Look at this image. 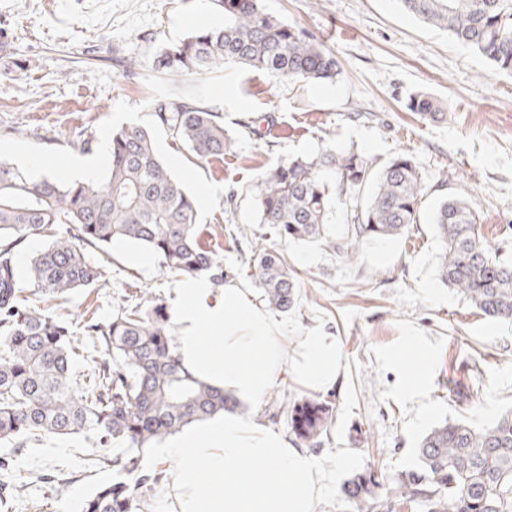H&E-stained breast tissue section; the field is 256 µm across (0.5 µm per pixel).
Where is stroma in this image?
<instances>
[{"label":"stroma","instance_id":"obj_1","mask_svg":"<svg viewBox=\"0 0 512 512\" xmlns=\"http://www.w3.org/2000/svg\"><path fill=\"white\" fill-rule=\"evenodd\" d=\"M274 19L318 37L340 63L320 82H290L231 64L209 76L161 77L153 58L199 29L224 23L218 0H0V157L34 174L76 180L75 163L105 172L100 146L129 123L153 128L162 159L197 200L205 244L216 250L224 283L262 296L247 261L267 235L299 274L295 306L272 311L287 336L286 360L307 336L336 337L341 369L336 411L325 449L362 452L387 477L417 464L416 448L434 426L462 419L480 427L512 408V321L488 318L440 282L442 241L432 222L436 202L458 193L472 200L485 237L512 258V76L404 12L398 0H259ZM142 64L136 75L121 58ZM425 93L446 112L430 123L407 110ZM199 100L216 109L235 143L203 163L167 130L155 127L152 97ZM91 139L93 149L79 142ZM358 147L380 166L412 154L427 186L419 224L410 233L365 239L355 259L319 243L288 241L258 221L254 197L262 173L295 156ZM179 280L163 275L157 257L113 246L103 286L76 292L58 309L69 321L105 320L126 297L147 290L173 306ZM434 348L422 397L402 400L397 370L382 360L409 337ZM462 386L465 399L448 393ZM310 390L285 369L272 399L254 412L284 434L276 402ZM124 445L96 448L84 437L33 448L0 447L9 469L0 484L9 505L0 512H80L82 500L116 469L97 457L127 455Z\"/></svg>","mask_w":512,"mask_h":512}]
</instances>
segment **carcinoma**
I'll return each mask as SVG.
<instances>
[{
	"mask_svg": "<svg viewBox=\"0 0 512 512\" xmlns=\"http://www.w3.org/2000/svg\"><path fill=\"white\" fill-rule=\"evenodd\" d=\"M404 9L448 31L497 70L512 74V0H401ZM224 26L196 31L163 49L154 60L161 75L202 76L230 62L293 81L338 74L336 56L313 34L264 13L258 0H221ZM409 109L427 121L443 118L429 96ZM156 125L184 143L200 161L219 158L234 142L220 113L201 103L159 97L151 102ZM259 223L280 238L329 241L349 258L366 237H395L419 223L426 187L413 156L399 152L380 170L354 148L297 156L261 175ZM346 214L350 237L328 239L331 200L357 197ZM444 242L439 275L482 314L512 320V259L480 231L473 205L462 195L440 202L433 218ZM32 238L48 245L20 266L17 254ZM115 242L152 252L171 278L206 276L220 283L215 251L200 241L193 196L159 157L150 130L129 124L112 132L109 162L99 180L62 182L32 177L0 159V444L27 448L45 438L90 431L96 444L131 449L112 461L134 484H99L81 512H136L133 487L155 490L163 475L140 469L139 450L194 423L233 411L237 402L196 378L172 342L162 298L143 292L104 323L83 325L79 344L71 324L53 315L83 288L104 277ZM256 287L272 309L286 312L297 300V271L272 246L259 243L249 257ZM98 354L82 375L80 347ZM336 393L288 404L294 443L321 448ZM416 467L399 472L385 488L371 465L354 474L341 493L354 512H512V409L477 429L461 420L433 427L417 448Z\"/></svg>",
	"mask_w": 512,
	"mask_h": 512,
	"instance_id": "carcinoma-1",
	"label": "carcinoma"
}]
</instances>
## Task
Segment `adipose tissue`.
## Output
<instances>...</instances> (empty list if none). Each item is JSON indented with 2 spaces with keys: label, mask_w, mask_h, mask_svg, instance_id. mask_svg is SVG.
Listing matches in <instances>:
<instances>
[{
  "label": "adipose tissue",
  "mask_w": 512,
  "mask_h": 512,
  "mask_svg": "<svg viewBox=\"0 0 512 512\" xmlns=\"http://www.w3.org/2000/svg\"><path fill=\"white\" fill-rule=\"evenodd\" d=\"M177 294L178 354L184 366L241 402L264 399L287 364L280 325L240 288L225 289L223 301L215 302L210 288L190 280ZM409 353L414 363L401 370L397 391L411 401L421 393V373L430 363L432 346L416 336ZM292 366L308 388L335 384L340 367L336 337H304Z\"/></svg>",
  "instance_id": "1"
}]
</instances>
